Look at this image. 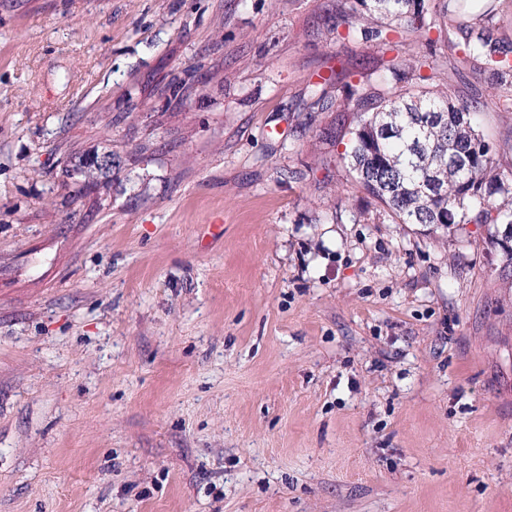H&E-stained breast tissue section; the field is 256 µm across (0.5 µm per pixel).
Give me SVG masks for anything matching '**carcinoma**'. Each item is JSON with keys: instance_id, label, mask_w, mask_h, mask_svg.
<instances>
[{"instance_id": "carcinoma-1", "label": "carcinoma", "mask_w": 512, "mask_h": 512, "mask_svg": "<svg viewBox=\"0 0 512 512\" xmlns=\"http://www.w3.org/2000/svg\"><path fill=\"white\" fill-rule=\"evenodd\" d=\"M347 0L334 26H348L362 40L384 38L382 21L407 32L426 34L442 22L462 34V61L488 72L500 93H512V44L490 25L493 2L473 17L462 0ZM424 66L413 59L387 66L399 83ZM347 108L355 114L342 160L356 185L386 207L398 224H512V169L501 163V148L473 126L478 104L452 102L427 91L405 92L376 100L364 82L345 83ZM106 166L97 155L78 159L74 171L91 176Z\"/></svg>"}]
</instances>
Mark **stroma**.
Masks as SVG:
<instances>
[{"mask_svg": "<svg viewBox=\"0 0 512 512\" xmlns=\"http://www.w3.org/2000/svg\"><path fill=\"white\" fill-rule=\"evenodd\" d=\"M338 3L0 0V512H512L504 227L393 223L311 87L512 111Z\"/></svg>", "mask_w": 512, "mask_h": 512, "instance_id": "35a3bbf8", "label": "stroma"}]
</instances>
